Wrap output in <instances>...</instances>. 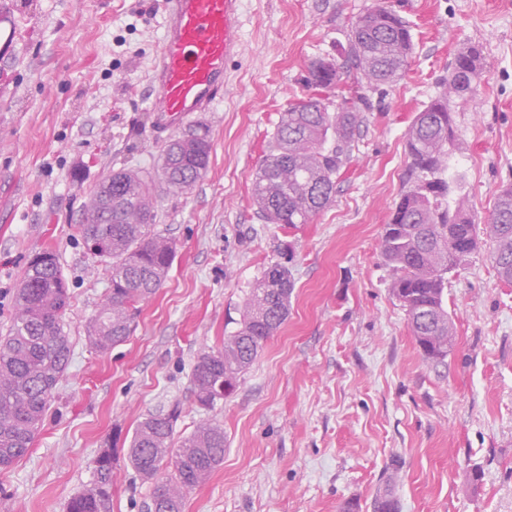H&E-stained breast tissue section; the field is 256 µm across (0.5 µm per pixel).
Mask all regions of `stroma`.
<instances>
[{
  "instance_id": "obj_1",
  "label": "stroma",
  "mask_w": 512,
  "mask_h": 512,
  "mask_svg": "<svg viewBox=\"0 0 512 512\" xmlns=\"http://www.w3.org/2000/svg\"><path fill=\"white\" fill-rule=\"evenodd\" d=\"M387 8L413 51L373 104L332 203L312 223H263L252 179L282 112L309 93L310 62L335 57L352 25ZM161 0H0V335L30 260L49 250L69 286L72 354L31 452L0 471V512H66L113 451L112 512H147L154 484L127 463L139 421L177 410L176 437L223 425L224 461L184 512H371L391 485L399 512H512V284L492 244L448 277L455 345L426 360L392 296L379 241L405 190L406 133L458 54L481 52L475 97L457 104L448 157L477 222L512 186V0H248L243 51L207 129L206 175L157 204L174 259L130 339L101 355L85 341L110 281L77 226L112 170L156 173L150 65ZM295 288L286 324L236 390L199 409L191 376L220 348L272 263Z\"/></svg>"
}]
</instances>
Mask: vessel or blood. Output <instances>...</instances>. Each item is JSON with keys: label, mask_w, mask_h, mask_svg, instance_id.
Instances as JSON below:
<instances>
[{"label": "vessel or blood", "mask_w": 512, "mask_h": 512, "mask_svg": "<svg viewBox=\"0 0 512 512\" xmlns=\"http://www.w3.org/2000/svg\"><path fill=\"white\" fill-rule=\"evenodd\" d=\"M241 26V0H164L162 45L149 84L156 130L214 111L224 66L241 53Z\"/></svg>", "instance_id": "1"}]
</instances>
